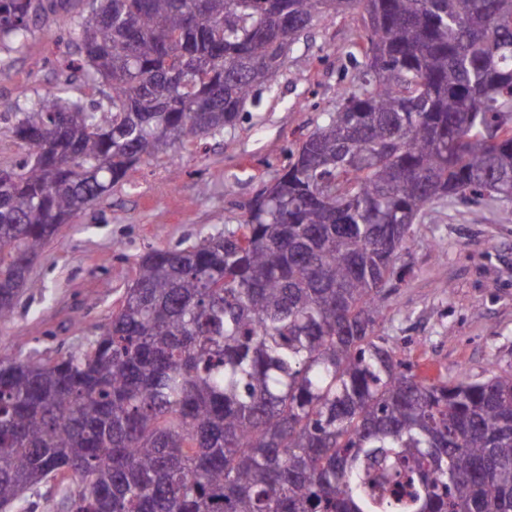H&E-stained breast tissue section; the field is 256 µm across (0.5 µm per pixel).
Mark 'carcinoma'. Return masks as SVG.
Masks as SVG:
<instances>
[{
    "instance_id": "obj_1",
    "label": "carcinoma",
    "mask_w": 512,
    "mask_h": 512,
    "mask_svg": "<svg viewBox=\"0 0 512 512\" xmlns=\"http://www.w3.org/2000/svg\"><path fill=\"white\" fill-rule=\"evenodd\" d=\"M88 2L109 91L15 113L1 324L61 225L233 124L324 17L365 10L366 80L236 229L143 255L98 335L0 358V512L52 481L54 512H512V373L422 377L376 334L426 206L512 192V0ZM69 4L0 0V43Z\"/></svg>"
}]
</instances>
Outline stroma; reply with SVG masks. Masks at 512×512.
Here are the masks:
<instances>
[{"instance_id":"stroma-1","label":"stroma","mask_w":512,"mask_h":512,"mask_svg":"<svg viewBox=\"0 0 512 512\" xmlns=\"http://www.w3.org/2000/svg\"><path fill=\"white\" fill-rule=\"evenodd\" d=\"M70 18L33 26L24 43L0 46V168L27 150L11 133L18 104L57 92L101 101L77 69L65 38ZM363 11L321 20L289 53L272 89L256 92L234 125L142 161L106 198L78 214L34 260L8 323L0 356L53 358L100 333L119 306L140 257L182 249L205 234L236 228L253 198L278 177L292 151L359 84L365 60ZM383 302L379 335L427 377L479 379L512 370V200L429 205L413 224Z\"/></svg>"}]
</instances>
